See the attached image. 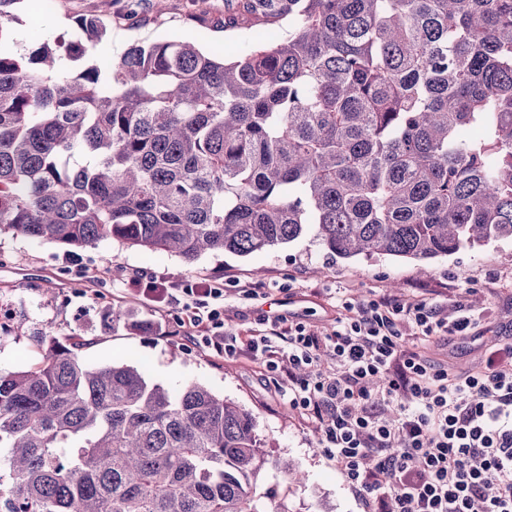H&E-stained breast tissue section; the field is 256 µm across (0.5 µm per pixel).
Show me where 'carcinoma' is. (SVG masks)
<instances>
[{
    "label": "carcinoma",
    "instance_id": "1",
    "mask_svg": "<svg viewBox=\"0 0 512 512\" xmlns=\"http://www.w3.org/2000/svg\"><path fill=\"white\" fill-rule=\"evenodd\" d=\"M0 0V232L247 256L310 230L339 259L426 263L512 241V0H242L288 30L233 58L106 32L10 39ZM0 371V512H287L256 417L44 332Z\"/></svg>",
    "mask_w": 512,
    "mask_h": 512
}]
</instances>
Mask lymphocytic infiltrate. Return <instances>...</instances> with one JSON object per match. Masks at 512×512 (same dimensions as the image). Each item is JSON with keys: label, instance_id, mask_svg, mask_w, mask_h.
I'll use <instances>...</instances> for the list:
<instances>
[{"label": "lymphocytic infiltrate", "instance_id": "1", "mask_svg": "<svg viewBox=\"0 0 512 512\" xmlns=\"http://www.w3.org/2000/svg\"><path fill=\"white\" fill-rule=\"evenodd\" d=\"M184 322L225 356L249 351L288 370L278 394L306 415L321 448L370 512H512V337L454 374L410 338L465 339L478 318L427 300L346 304L332 333L289 321L241 340L223 334L224 288L184 289Z\"/></svg>", "mask_w": 512, "mask_h": 512}]
</instances>
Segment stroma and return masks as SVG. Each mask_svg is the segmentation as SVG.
Wrapping results in <instances>:
<instances>
[{
    "instance_id": "stroma-1",
    "label": "stroma",
    "mask_w": 512,
    "mask_h": 512,
    "mask_svg": "<svg viewBox=\"0 0 512 512\" xmlns=\"http://www.w3.org/2000/svg\"><path fill=\"white\" fill-rule=\"evenodd\" d=\"M20 0L14 24L23 36L68 35L76 19L94 16L106 26L101 44L84 64L108 67L137 40L194 41L202 50L233 57L253 42V20L224 26L238 0ZM200 278L224 285V328L247 336L271 329L291 315L321 332H332L343 302L380 297L430 298L452 308L463 302L484 319L476 337L426 345L428 356L450 369L478 368L486 345L512 334V242L499 241L435 260L428 273L386 258L333 260L311 236L270 251L240 257L206 252L193 263L158 251L104 239L69 249L10 232L0 234V370L26 368L43 355L37 333L60 343L81 336V356L95 366L133 361L148 378L178 393L198 383L252 412L270 459L283 458L300 471L296 483L269 469L257 492L286 512H364L360 498L343 482L334 461L318 443L306 416L276 396L278 373L264 370L248 352L227 357L189 340L178 304L151 301L150 281L184 288ZM119 312L122 324L107 328L103 315ZM160 330H152V323Z\"/></svg>"
}]
</instances>
